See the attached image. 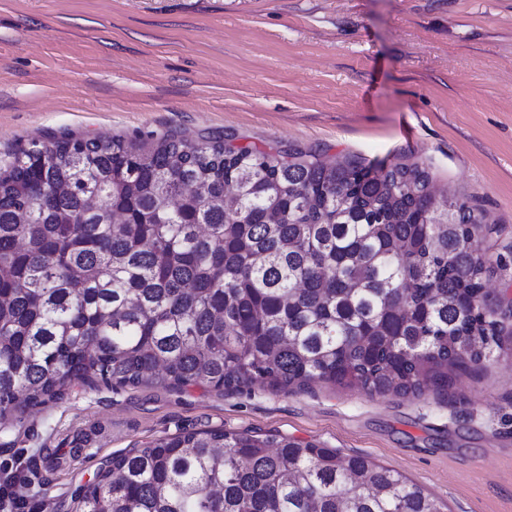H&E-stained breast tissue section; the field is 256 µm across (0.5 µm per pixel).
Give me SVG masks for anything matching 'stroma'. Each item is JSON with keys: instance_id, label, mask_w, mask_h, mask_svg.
<instances>
[{"instance_id": "stroma-1", "label": "stroma", "mask_w": 512, "mask_h": 512, "mask_svg": "<svg viewBox=\"0 0 512 512\" xmlns=\"http://www.w3.org/2000/svg\"><path fill=\"white\" fill-rule=\"evenodd\" d=\"M170 130L419 163L497 227L487 289H512V0H0V157L49 132ZM217 429L366 455L450 512H512L505 352L417 398L79 382L0 421V512H76L113 456ZM78 442L40 485L45 449Z\"/></svg>"}]
</instances>
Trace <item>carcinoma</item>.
<instances>
[{
    "label": "carcinoma",
    "mask_w": 512,
    "mask_h": 512,
    "mask_svg": "<svg viewBox=\"0 0 512 512\" xmlns=\"http://www.w3.org/2000/svg\"><path fill=\"white\" fill-rule=\"evenodd\" d=\"M47 139L0 165L1 417L86 381L446 392L502 349L485 288L495 228L417 163L327 165L220 134ZM77 509L446 505L362 454L210 430L113 457Z\"/></svg>",
    "instance_id": "carcinoma-1"
}]
</instances>
